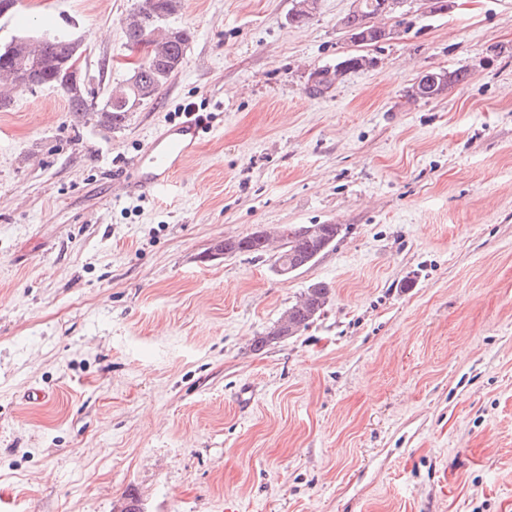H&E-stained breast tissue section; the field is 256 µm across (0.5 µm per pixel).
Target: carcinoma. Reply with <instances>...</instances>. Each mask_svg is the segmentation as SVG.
<instances>
[{
  "instance_id": "1",
  "label": "carcinoma",
  "mask_w": 512,
  "mask_h": 512,
  "mask_svg": "<svg viewBox=\"0 0 512 512\" xmlns=\"http://www.w3.org/2000/svg\"><path fill=\"white\" fill-rule=\"evenodd\" d=\"M181 8V0H142L139 7L141 19L127 28L128 43L134 45L145 41L150 46V52L144 61L137 65L139 80L136 86L139 93H134L128 84H123L110 91L112 109L102 113L100 124L109 129H118L129 119V109L121 103L123 96L138 97V104L151 101L157 97L162 87L172 75L183 65L185 49L189 41V32L179 27H168L158 35L159 30L170 17L177 14ZM363 16L347 14L341 21L343 28L360 37L361 43L371 46L381 42L382 31H368L363 27ZM36 60L30 66L31 85L37 87H54L61 90L69 101L73 112L80 115L87 112V103L83 96L73 93L65 81V51L55 45H43L35 53ZM363 56H347L336 63L333 68H323L317 72L318 79L314 91L322 94L335 83L344 72H354L363 68ZM446 80L436 86H427L421 90L424 100L438 97L449 87L465 83L470 78L466 69H456L445 73ZM341 232L338 224H288L280 232V249L274 263L290 267H306V262L312 257L335 245L336 238ZM270 237L253 233L242 238L224 239V249L231 254L248 253L261 256L267 253V242ZM331 289L323 282L310 285L300 299L296 301L285 315L288 317V327L280 337L293 336L306 329L321 314L327 306Z\"/></svg>"
}]
</instances>
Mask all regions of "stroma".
<instances>
[{"mask_svg": "<svg viewBox=\"0 0 512 512\" xmlns=\"http://www.w3.org/2000/svg\"><path fill=\"white\" fill-rule=\"evenodd\" d=\"M139 3L22 0L0 45L84 36L100 99ZM351 4L182 0L183 66L125 127L53 87L0 112V512H512V0H406L314 93ZM189 102L211 119L174 194L113 191ZM285 224L342 233L286 278L218 250ZM318 281L321 316L254 350ZM366 57L365 55H351L347 56L336 63L332 69L330 67L323 68L318 70L316 73L318 75V79L315 81L313 90L316 93H324L335 83L339 76L347 72L358 71L363 68L362 60ZM345 66L346 68L343 71H339L340 66ZM332 70V71H331ZM443 72L446 76V80L442 84L443 74L434 71H424L420 74L417 80L414 83V91L419 92V85H424L425 83H433L439 80L438 85L435 86H425L423 90H421V100H429L438 97L441 95L448 87L458 85L460 83H465L470 78L471 74L466 69H456L454 71H439ZM435 86V87H434Z\"/></svg>", "mask_w": 512, "mask_h": 512, "instance_id": "stroma-1", "label": "stroma"}]
</instances>
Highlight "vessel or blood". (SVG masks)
<instances>
[{
	"label": "vessel or blood",
	"instance_id": "obj_1",
	"mask_svg": "<svg viewBox=\"0 0 512 512\" xmlns=\"http://www.w3.org/2000/svg\"><path fill=\"white\" fill-rule=\"evenodd\" d=\"M203 131L187 119L156 132L132 160L129 174L114 177V187L126 195L168 191L176 172L196 154Z\"/></svg>",
	"mask_w": 512,
	"mask_h": 512
}]
</instances>
